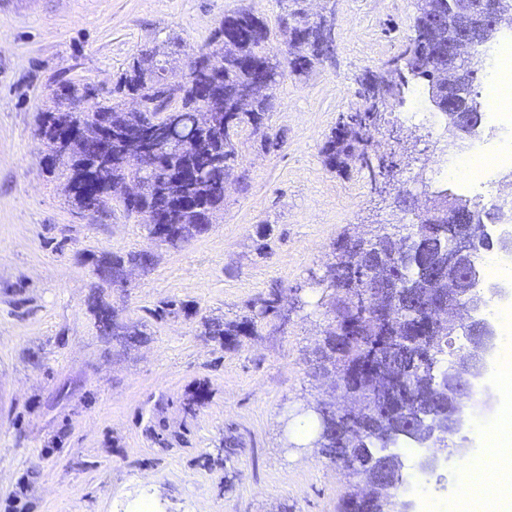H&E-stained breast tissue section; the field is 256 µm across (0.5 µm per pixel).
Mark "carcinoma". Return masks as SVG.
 <instances>
[{
  "label": "carcinoma",
  "mask_w": 512,
  "mask_h": 512,
  "mask_svg": "<svg viewBox=\"0 0 512 512\" xmlns=\"http://www.w3.org/2000/svg\"><path fill=\"white\" fill-rule=\"evenodd\" d=\"M278 17L285 31L284 61L273 62L264 54L262 37L270 36L268 25L249 12L224 17L210 42L186 64L181 76L183 94L180 106L161 129L165 150L145 154L130 167L123 156L122 135L142 124V119L125 110L127 96L156 97L164 93L165 81L156 64L158 56H169L157 48L141 52L121 71L112 90L114 97L103 98L85 109L80 107L81 85L61 84L54 92L56 107L39 113L37 133L52 142L71 133L69 150L61 159L47 156L42 164L52 176H62L69 186V202L88 212L95 222L108 213L112 196L133 192L141 207L124 210L125 217L146 222V210L157 209L171 216L166 244L176 248L206 234L217 213L224 207V187L233 175L237 161L236 138L245 125L256 127L273 111L274 90L284 69L297 77L308 74L314 64L334 54V40L323 38L317 23L286 27L305 15L302 0H279ZM464 0H418L414 36L403 53L387 63L404 76V89L422 82L432 89L442 81L448 67V47L460 37L478 43L468 65L477 80L449 102V110L481 112L477 88L486 75L490 43L498 32L491 24L472 27L463 8ZM215 53L224 54V72L214 73L207 62ZM385 75H373L362 83L361 105L345 116L336 127L324 153L330 165L358 164L369 171L388 173L392 165L379 158L372 165L371 140L366 130L380 120L382 113L403 102L404 95L384 97L379 88ZM241 89L253 94L254 110L235 111L234 99ZM221 117L223 122L197 126L192 113L199 109ZM466 224L474 239V260L490 241L477 234L480 224L512 223V211L469 201ZM458 222L453 210L441 211L417 228L405 252H394L397 240L377 235L374 247H365L364 238L345 236L336 243V262L327 269L321 284L322 298L328 301L332 318L324 333L323 349L315 359L313 376L326 370L362 406L359 417L327 410L314 418L316 428L311 445L344 473L349 482L369 477L378 468L386 469L383 486L378 488L370 507L349 491L338 512H391V496L404 483L402 467L385 462L397 456L396 448L410 443L429 448L442 440L455 448L459 439L448 431V390L438 381L439 374L460 379L455 369L466 350H452V337L464 327L440 322L431 316L433 297L448 292V283L434 277L445 253L448 225ZM154 255L130 252L104 253L92 259L98 286L125 282L127 265L143 268L154 265ZM386 304L389 316L365 313L361 296ZM94 309L99 328L123 337L128 343L147 340L136 324L119 318L100 298ZM269 317L282 318L278 293L272 291L249 308V314L224 323L206 324L205 334L218 338L225 348L235 347L241 338L257 333L258 324Z\"/></svg>",
  "instance_id": "cac0c4a2"
}]
</instances>
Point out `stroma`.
<instances>
[{
	"label": "stroma",
	"mask_w": 512,
	"mask_h": 512,
	"mask_svg": "<svg viewBox=\"0 0 512 512\" xmlns=\"http://www.w3.org/2000/svg\"><path fill=\"white\" fill-rule=\"evenodd\" d=\"M335 10L333 61L304 77L285 74L261 128L237 141L236 173L210 232L179 248L151 239L121 208L93 222L72 208L61 180L44 172L38 113L53 92L80 82L108 96L141 51L208 44L238 11L270 28L266 51L282 59L277 0H0V512H337L344 475L309 447L306 419L292 410L324 398L313 351L328 324L318 283L338 239L369 235L401 215L367 171L330 167L323 153L343 116L360 104L368 72L382 71L413 34L417 0H305L308 14ZM413 95L372 133L397 163L391 185L429 181L442 154V125L410 119ZM281 134L280 148L264 138ZM267 250L257 251L259 239ZM149 251L124 285L99 288L92 257ZM303 309L269 318L257 335L226 348L206 323L248 314L270 291ZM148 339L129 344L100 332L93 296ZM179 300L190 313L154 317ZM242 441L235 453L224 439ZM452 458L429 479L435 512H494L465 488L474 457Z\"/></svg>",
	"instance_id": "obj_1"
}]
</instances>
